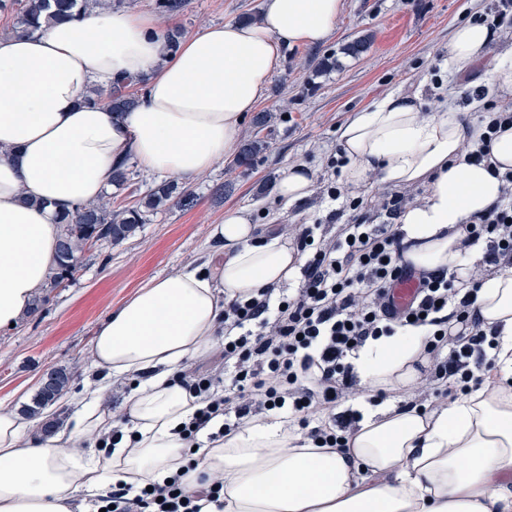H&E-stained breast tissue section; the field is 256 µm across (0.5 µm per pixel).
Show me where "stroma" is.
<instances>
[{
  "label": "stroma",
  "mask_w": 512,
  "mask_h": 512,
  "mask_svg": "<svg viewBox=\"0 0 512 512\" xmlns=\"http://www.w3.org/2000/svg\"><path fill=\"white\" fill-rule=\"evenodd\" d=\"M261 5L262 0H188L184 12L159 22L188 36L260 13ZM492 5L493 0H343L324 44L285 49L281 68L255 106L273 113L275 120L263 132L268 148L252 166H237L230 151L204 174L178 178L183 194L168 210L151 216L121 243L88 246L73 278L51 290L47 301L16 328L0 331V401L25 410L43 374L53 368L69 373V391L92 382L91 340L101 316L148 280L204 264L209 228L226 211L249 210L254 223L273 230L332 218L346 222L349 214L341 202L322 196L319 188L289 205L274 186L295 163L321 174L328 158L338 153V127L353 113L390 93L418 97L426 112L450 88L462 107L477 87L485 88V103L506 99V92L487 85L484 67L467 78L448 70L454 30L478 20ZM365 33L373 36L369 49L356 57L344 54V46ZM325 57L336 59L335 68L318 70Z\"/></svg>",
  "instance_id": "stroma-1"
}]
</instances>
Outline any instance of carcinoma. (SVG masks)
<instances>
[{"instance_id": "1", "label": "carcinoma", "mask_w": 512, "mask_h": 512, "mask_svg": "<svg viewBox=\"0 0 512 512\" xmlns=\"http://www.w3.org/2000/svg\"><path fill=\"white\" fill-rule=\"evenodd\" d=\"M187 2L188 0H156L155 6L162 15H174L182 12ZM126 4L128 0H0V12H16L12 32L32 33L39 29L42 20L49 23L58 19H72L96 9H121ZM132 83L133 80L128 78L112 82L108 103L113 111H128L137 104V98L129 92ZM266 149L267 142L255 135L240 145L236 164L249 165ZM131 176L132 170L123 162L113 169L111 185L119 190L123 189L131 181ZM177 191V184L162 183L148 197L142 199L138 206L122 211L112 209L111 194L107 193L96 201L80 204L74 210L64 213L60 221L59 264L47 287H58L64 278L71 277L78 271L72 261L79 259L84 247L91 240H98L102 236L111 243L125 240L145 223L146 214L158 213ZM69 381L70 377L65 370L51 371L50 382L39 389L29 413L35 415L52 403Z\"/></svg>"}]
</instances>
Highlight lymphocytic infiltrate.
<instances>
[{
	"mask_svg": "<svg viewBox=\"0 0 512 512\" xmlns=\"http://www.w3.org/2000/svg\"><path fill=\"white\" fill-rule=\"evenodd\" d=\"M484 122L480 141H465L462 153L493 171L489 144L512 125V102L488 109ZM500 180V200L461 227L466 243L486 244L483 259L461 272L419 271L404 261L406 246L392 222L411 199L400 193L351 199V219L331 229L289 225L288 237L305 257L302 284L291 296L267 288L225 304L222 346L207 367L177 376L199 402L183 425V439L197 446L199 432L217 418L222 424L210 432L213 441L245 419L277 415L297 419L314 447H344L361 414L336 406L367 393L351 355L368 339L409 325L427 328L431 364L402 389L405 407H421L433 395L453 400L498 386L497 335L484 329L475 300L493 269L512 267V171ZM405 279L416 281L417 294L397 310L391 292ZM223 490L224 480L216 475L203 479L201 490L187 492L176 474L141 487L113 483L89 505L91 512H201L202 501H219Z\"/></svg>",
	"mask_w": 512,
	"mask_h": 512,
	"instance_id": "1",
	"label": "lymphocytic infiltrate"
}]
</instances>
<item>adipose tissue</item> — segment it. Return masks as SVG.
I'll return each mask as SVG.
<instances>
[{
    "mask_svg": "<svg viewBox=\"0 0 512 512\" xmlns=\"http://www.w3.org/2000/svg\"><path fill=\"white\" fill-rule=\"evenodd\" d=\"M343 0H263L259 22L203 27L165 48L154 19L95 12L42 31L0 38V330L30 311L58 264L59 217L100 197L112 170L134 159L149 173L195 177L231 149L286 46L329 37ZM497 33L487 23L457 27L448 69L470 71ZM143 79L137 106L115 112L84 101L93 86ZM482 128L466 124L452 99L421 111L391 94L338 129L348 184L372 175L426 194L397 223L406 262L455 269L483 255L460 231L501 195L484 165L461 147ZM209 269L186 266L150 280L111 310L92 341L98 389L131 378L122 399L126 435L110 454L91 445L113 422L88 392L67 430L35 434V423L0 406V512H71L77 491L117 480L160 482L183 465L182 423L194 395L176 382L189 357L207 354L224 328V303L277 288L302 265L298 252L263 236L230 210L212 225ZM475 305L501 332V382L431 412L379 407L364 414L345 447L316 448L269 418L245 422L215 442L185 477H224V505L204 512H512V268L490 277ZM426 331L368 340L352 360L361 384L396 391L424 360Z\"/></svg>",
    "mask_w": 512,
    "mask_h": 512,
    "instance_id": "adipose-tissue-1",
    "label": "adipose tissue"
}]
</instances>
